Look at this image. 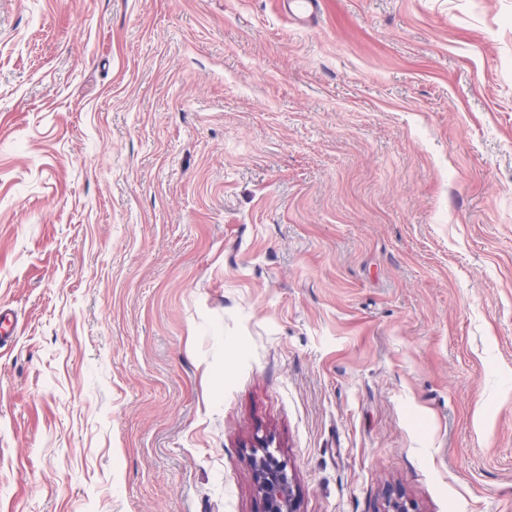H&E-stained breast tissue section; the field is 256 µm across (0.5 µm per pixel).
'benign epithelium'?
<instances>
[{
	"label": "benign epithelium",
	"instance_id": "benign-epithelium-1",
	"mask_svg": "<svg viewBox=\"0 0 512 512\" xmlns=\"http://www.w3.org/2000/svg\"><path fill=\"white\" fill-rule=\"evenodd\" d=\"M249 465L254 490L262 503V512H301L296 477L269 435L257 436L250 444ZM384 512H418L403 493L390 491Z\"/></svg>",
	"mask_w": 512,
	"mask_h": 512
}]
</instances>
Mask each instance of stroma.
Masks as SVG:
<instances>
[{
  "instance_id": "1",
  "label": "stroma",
  "mask_w": 512,
  "mask_h": 512,
  "mask_svg": "<svg viewBox=\"0 0 512 512\" xmlns=\"http://www.w3.org/2000/svg\"><path fill=\"white\" fill-rule=\"evenodd\" d=\"M0 0V512H512V0ZM249 465L260 512H301L296 477L270 435L256 436L250 444Z\"/></svg>"
}]
</instances>
